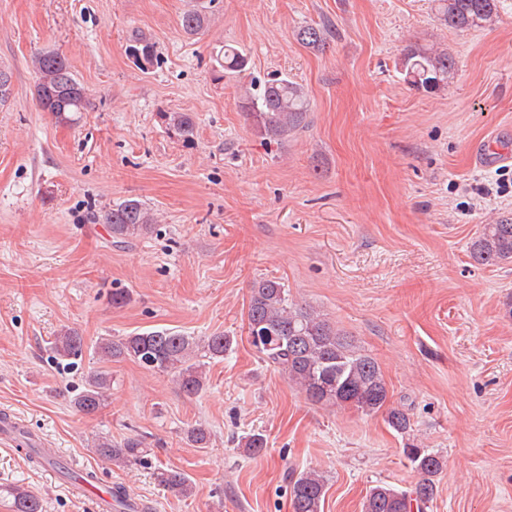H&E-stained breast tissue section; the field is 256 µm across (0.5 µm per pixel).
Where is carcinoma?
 <instances>
[{
	"label": "carcinoma",
	"instance_id": "carcinoma-1",
	"mask_svg": "<svg viewBox=\"0 0 512 512\" xmlns=\"http://www.w3.org/2000/svg\"><path fill=\"white\" fill-rule=\"evenodd\" d=\"M213 0H192L181 16V28L188 36L199 34L209 21ZM440 20L451 28H483L496 22L503 0H436ZM303 46L317 52L330 47V35L324 26L306 25L295 31ZM126 54L146 71L160 56L154 42L139 31L127 39ZM247 56L239 49L224 46L220 67L228 75L246 71ZM37 74L35 94L43 111L57 122L72 124L87 110L89 94L75 77L66 59L55 51H46L34 60ZM397 67L412 89L436 94L448 88L457 68L448 51L422 44L408 47ZM238 106L247 116L256 134L270 142H282L309 125L310 100L305 88L288 75L267 80H250L240 88ZM160 119L169 131L186 144L194 143L196 121L190 112H162ZM113 242L128 243L148 235L156 218L138 199H125L111 205L101 215ZM471 259L479 265L512 262V214L503 215L494 224H484L469 246ZM247 329L258 356L278 365L288 380L306 397L324 406H349L366 415L386 411L388 425L399 433L410 428V417L402 409L387 407L389 390L378 362L365 354L335 326L311 307H303L289 298L288 289L275 278L254 283L247 309ZM233 337L216 333L195 338L174 329L150 330L120 338H103L96 353L103 366L91 372L83 389L71 400L72 407L84 415H94L105 404L112 387V373L104 364L129 358L144 368L171 375L180 393L192 398L207 385L206 361L222 360L230 350ZM59 361L83 354L84 339L72 328L64 329L52 342ZM187 440L198 448L211 442L209 430L202 424L190 426ZM243 447L251 455L262 454L267 441L260 433L244 437ZM98 456L116 466L141 459L146 453L143 441L129 439L120 444L103 437L94 442ZM406 456L419 475L410 490L377 485L369 490L364 512H423L434 496L435 478L444 462L422 448L406 449ZM155 480L176 497H188L193 487L188 476L173 468L159 469ZM292 512H323L325 477L316 470L288 472ZM13 512H42L39 495L20 486L9 488Z\"/></svg>",
	"mask_w": 512,
	"mask_h": 512
}]
</instances>
